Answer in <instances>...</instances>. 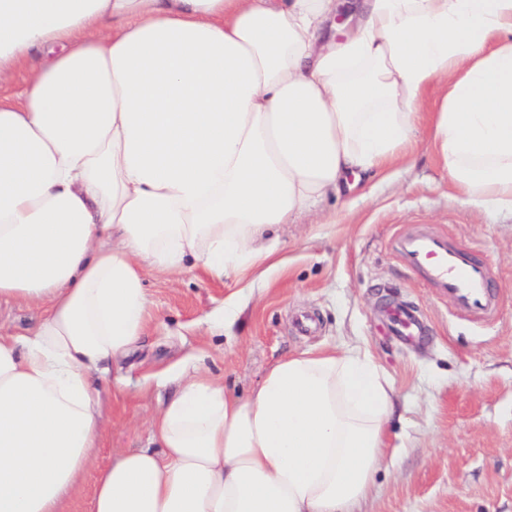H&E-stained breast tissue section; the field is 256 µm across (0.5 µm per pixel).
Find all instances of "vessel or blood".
Wrapping results in <instances>:
<instances>
[{"instance_id":"1","label":"vessel or blood","mask_w":512,"mask_h":512,"mask_svg":"<svg viewBox=\"0 0 512 512\" xmlns=\"http://www.w3.org/2000/svg\"><path fill=\"white\" fill-rule=\"evenodd\" d=\"M391 247L410 271L448 298L461 313L490 317L499 302L488 261L471 245L425 228L395 234ZM395 335L421 336L425 325L414 307L387 305L382 311Z\"/></svg>"}]
</instances>
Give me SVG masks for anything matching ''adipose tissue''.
<instances>
[{"instance_id": "1", "label": "adipose tissue", "mask_w": 512, "mask_h": 512, "mask_svg": "<svg viewBox=\"0 0 512 512\" xmlns=\"http://www.w3.org/2000/svg\"><path fill=\"white\" fill-rule=\"evenodd\" d=\"M0 0V512H65L99 439L98 379L149 312L146 269L278 270L281 225L386 178L426 90L464 202L512 211V0ZM390 381L358 350L277 361L245 400L197 368L89 512H354L390 447ZM38 60L33 57L27 59L19 65L13 72L11 78L6 82L0 83V96L1 98H8L12 101H17L16 94L25 86L34 74L35 67ZM37 316V310L20 302H1L0 326L2 330L22 331L30 326Z\"/></svg>"}]
</instances>
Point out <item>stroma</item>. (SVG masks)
Segmentation results:
<instances>
[{
    "label": "stroma",
    "mask_w": 512,
    "mask_h": 512,
    "mask_svg": "<svg viewBox=\"0 0 512 512\" xmlns=\"http://www.w3.org/2000/svg\"><path fill=\"white\" fill-rule=\"evenodd\" d=\"M433 134L422 118L413 153L389 178L345 189L282 225V267L271 275L147 274L144 334L103 377L100 442L67 512H89L99 471L147 445L183 367L200 365L244 398L277 360L320 347L368 351L394 387L391 441L400 450L382 461L357 512H512V213L463 202ZM410 224L481 249L500 295L491 325L457 318L390 253L389 239ZM231 299L235 324L215 328L211 316ZM393 301L420 310L425 336L408 343L388 334L381 305ZM302 312L314 314L315 332L296 327Z\"/></svg>",
    "instance_id": "obj_1"
}]
</instances>
